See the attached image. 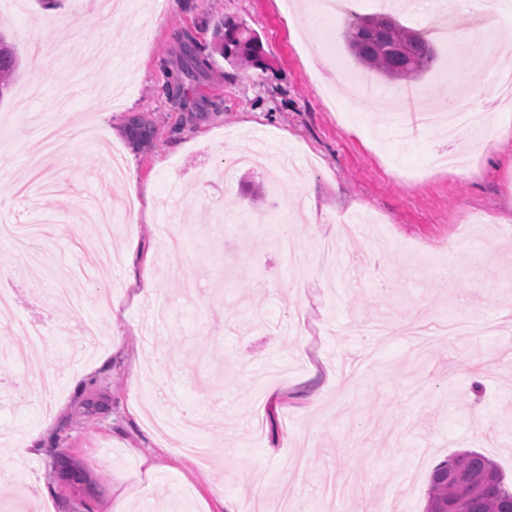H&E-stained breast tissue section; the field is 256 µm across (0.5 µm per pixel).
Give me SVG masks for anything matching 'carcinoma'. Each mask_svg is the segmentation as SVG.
I'll use <instances>...</instances> for the list:
<instances>
[{
	"mask_svg": "<svg viewBox=\"0 0 512 512\" xmlns=\"http://www.w3.org/2000/svg\"><path fill=\"white\" fill-rule=\"evenodd\" d=\"M346 46L361 65L376 70L391 82L415 79L429 70L436 52L419 31L398 23L386 14L354 13L343 34ZM213 44L224 58L239 65H263V46L259 37L245 24L226 18L218 22L213 32ZM19 66L17 53L8 39L0 34V98L16 78ZM209 69L207 58L188 36L173 67H164L167 75L165 90L169 94L185 92V84L196 80ZM130 134L136 143H148L154 126L142 118L131 121ZM492 475L497 485L481 489L460 480L448 482V473L455 470ZM512 512V485H507L497 464L475 451L448 456L433 469L425 504V512Z\"/></svg>",
	"mask_w": 512,
	"mask_h": 512,
	"instance_id": "obj_1",
	"label": "carcinoma"
}]
</instances>
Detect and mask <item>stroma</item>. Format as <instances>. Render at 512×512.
Here are the masks:
<instances>
[{
	"mask_svg": "<svg viewBox=\"0 0 512 512\" xmlns=\"http://www.w3.org/2000/svg\"><path fill=\"white\" fill-rule=\"evenodd\" d=\"M222 18L260 38L263 65L231 64L212 52L210 68L184 99L167 96L163 64L184 35L209 48ZM397 20L418 31L447 26L452 45L430 42L434 70L412 80L413 109L446 103L461 86L476 111L493 97L512 29L508 8L453 0L440 15L410 9ZM344 22L329 26L314 0H120L91 16L83 0H0V30L13 43L19 74L0 100V223L41 221L44 272L26 273L27 252L0 240V289L17 300L0 317V348L15 324L34 322L43 340L25 365L0 368V470L18 478L0 488V512H111L126 495L130 512H261L271 499L302 500L323 512L325 474L353 492L340 512H424L429 476L447 456L475 450L512 482V140L485 146L474 166L450 176L427 168L444 149L434 134L395 138L399 117L384 106L395 84L357 65ZM497 38L493 65L449 68L448 53L472 33ZM53 48L32 71L33 39ZM330 41L346 76L369 92L324 93ZM155 127L135 148L132 116ZM68 147L47 179L63 194L27 196L16 185L45 134ZM264 143L290 153L295 180L268 172L225 173L224 154ZM122 180H105L113 152ZM135 195L136 218L117 216L101 264L79 246L73 217L85 199ZM467 206L495 224H457ZM301 212L293 248L275 245L277 217ZM376 232L343 241L349 278L317 271V246L347 215ZM250 219L224 234L225 221ZM446 254L457 288L407 263L402 245ZM493 323L494 331L448 336L443 315ZM96 322L99 348L74 359L77 327ZM61 388L50 405L32 396L40 376ZM101 402L99 414L87 405ZM192 410L212 450L203 464L160 437L149 419ZM42 444L21 458L31 435ZM67 458L79 480L57 477ZM266 471L265 483L250 480ZM136 471L140 486H124ZM223 494H216V487Z\"/></svg>",
	"mask_w": 512,
	"mask_h": 512,
	"instance_id": "1",
	"label": "stroma"
}]
</instances>
